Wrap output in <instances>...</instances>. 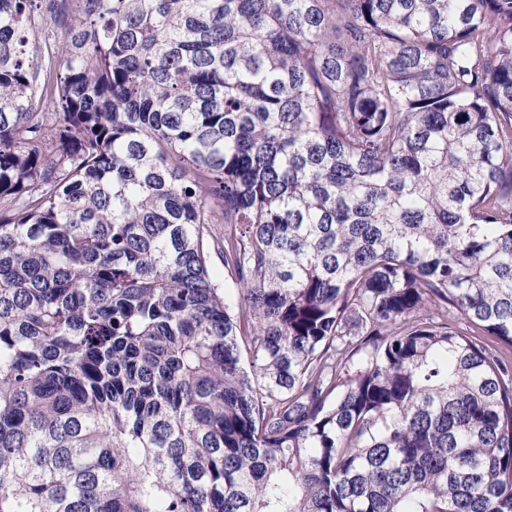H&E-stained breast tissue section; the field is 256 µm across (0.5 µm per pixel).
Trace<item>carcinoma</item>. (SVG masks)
I'll return each instance as SVG.
<instances>
[{
  "label": "carcinoma",
  "instance_id": "cac0c4a2",
  "mask_svg": "<svg viewBox=\"0 0 512 512\" xmlns=\"http://www.w3.org/2000/svg\"><path fill=\"white\" fill-rule=\"evenodd\" d=\"M51 2L0 0V512H512V0Z\"/></svg>",
  "mask_w": 512,
  "mask_h": 512
}]
</instances>
